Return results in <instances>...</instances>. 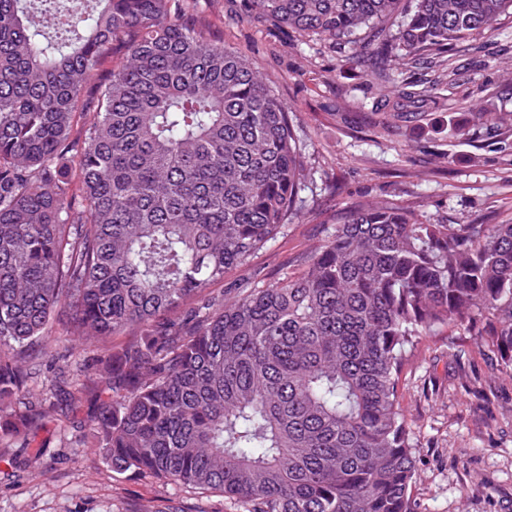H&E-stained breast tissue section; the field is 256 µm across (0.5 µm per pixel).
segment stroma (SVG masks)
I'll list each match as a JSON object with an SVG mask.
<instances>
[{"label":"stroma","instance_id":"stroma-1","mask_svg":"<svg viewBox=\"0 0 512 512\" xmlns=\"http://www.w3.org/2000/svg\"><path fill=\"white\" fill-rule=\"evenodd\" d=\"M213 40L243 51L272 82L294 121L308 173L300 213L251 261L210 293L240 281L269 282L316 247L321 227L358 203L409 207L423 223H512V14L493 33L448 47L457 72L440 103L381 106L392 85L432 81L424 66L366 76L351 52L283 30L250 14L246 0H200ZM470 129L469 138L455 127ZM401 408L415 443L416 512H512V375L500 372L471 336L425 337L403 372ZM28 450L0 463V512H230L217 492L113 472L74 431L39 432Z\"/></svg>","mask_w":512,"mask_h":512}]
</instances>
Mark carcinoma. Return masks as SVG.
<instances>
[{
	"instance_id": "carcinoma-1",
	"label": "carcinoma",
	"mask_w": 512,
	"mask_h": 512,
	"mask_svg": "<svg viewBox=\"0 0 512 512\" xmlns=\"http://www.w3.org/2000/svg\"><path fill=\"white\" fill-rule=\"evenodd\" d=\"M60 22L0 0V444L94 400L80 443L117 473L236 512H413L400 377L456 326L512 373V224L357 204L299 269L208 296L281 234L307 179L288 110L199 0H95ZM378 77L494 28L512 0H249ZM408 83L402 106L436 102ZM86 116L73 136L77 116ZM104 388L29 384L54 319ZM134 336L123 346L112 337Z\"/></svg>"
}]
</instances>
